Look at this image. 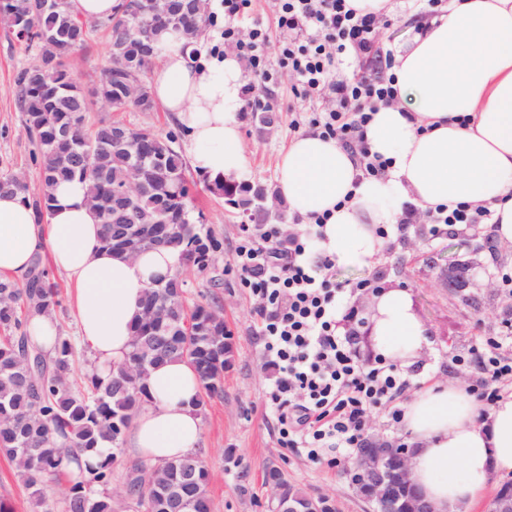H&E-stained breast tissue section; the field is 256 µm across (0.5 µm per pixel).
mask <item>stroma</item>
Wrapping results in <instances>:
<instances>
[{"instance_id": "35a3bbf8", "label": "stroma", "mask_w": 512, "mask_h": 512, "mask_svg": "<svg viewBox=\"0 0 512 512\" xmlns=\"http://www.w3.org/2000/svg\"><path fill=\"white\" fill-rule=\"evenodd\" d=\"M108 51L106 34L99 29L86 49L70 58L69 65L85 89L93 88ZM38 55V49L27 48L0 22V170L25 174L32 183L37 180L38 168L33 161L34 146L16 105L14 83L18 71L34 63ZM292 85V79L283 72L277 83L265 87L267 101L279 106L273 125H264L256 112L242 118L247 157L242 180L270 192L276 185L278 158L295 134L293 120L297 113L316 109L315 104L297 98ZM101 119H116L160 134L178 128L175 117L159 108L115 113L98 103L88 120L94 123ZM186 177L196 208L222 242L215 265L223 278L221 286L214 288L209 275L186 271L188 297L194 302L217 303L234 350L232 366L224 375L223 395L210 399L201 414L203 433L197 454L212 475V512H270L269 474L273 471L288 485L309 494L331 495L334 512H370L369 505L351 488L345 465L315 463L306 454L281 447L275 423L265 413L270 373L263 365L256 334L258 301L241 286L234 264L239 227L247 223L248 216L225 203L223 196L212 193L208 180L194 170H187ZM453 259L471 265L468 287L451 290L444 285L445 263ZM379 266L386 271L387 288L407 293L429 341L419 361L421 371L413 377L418 388L475 382L479 369H459L452 366L451 358L502 331L501 320L512 311V297L498 288L495 271L512 270V249L499 248L493 260L484 239H436L421 223L406 239L388 238ZM0 502L11 512H41L14 464L2 455Z\"/></svg>"}]
</instances>
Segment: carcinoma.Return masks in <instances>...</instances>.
I'll list each match as a JSON object with an SVG mask.
<instances>
[{"instance_id": "carcinoma-1", "label": "carcinoma", "mask_w": 512, "mask_h": 512, "mask_svg": "<svg viewBox=\"0 0 512 512\" xmlns=\"http://www.w3.org/2000/svg\"><path fill=\"white\" fill-rule=\"evenodd\" d=\"M38 0H5L0 21L17 39L34 27L40 37L33 41L40 61L22 69L16 79L15 99L24 116V128L33 139L39 158L38 185L32 190L0 173V191L23 195L25 203L41 220L49 211L45 188L58 179L79 177L88 182V201L102 226L105 247L122 252L116 240L112 215V190L124 187L130 168L138 161L161 175L135 202V210L158 216L166 224H191L194 233L180 243L186 262L199 273L214 268L221 242L203 231L202 213L195 212L183 154L170 133L154 135L125 151L112 149V123L85 126V114L93 102L85 95L78 75L67 65L74 54L69 46L84 48L91 30L73 27L76 19L60 0L54 9H36ZM108 30L109 55L101 68L95 97L112 99L117 84L112 81V59L121 53L139 64L146 76L150 63H140L137 46L128 39L135 25L130 4L104 22ZM68 128V139L58 132ZM212 189L225 191V202L245 208L255 188L214 180ZM61 306L56 285L36 255L22 282L0 279V453L14 463L18 475L32 488L43 512H51L49 484L66 475L65 512H113L107 486L117 462L118 445L135 415L147 402L146 377L140 369H151L165 360L191 364L201 385L195 406L224 391V322L208 303H194L183 295L167 303L163 328L140 316L131 350L107 379L86 375L73 378L75 346L70 337L57 336L51 355L33 343L26 331L33 311L54 312ZM40 368L29 369L34 360ZM211 474L202 460L187 455L164 466L133 464L127 468L126 498L141 512L144 498L153 500L152 512H166L165 500L178 491L191 499L190 512H210L208 487Z\"/></svg>"}]
</instances>
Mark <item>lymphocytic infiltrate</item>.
<instances>
[{
    "label": "lymphocytic infiltrate",
    "instance_id": "1",
    "mask_svg": "<svg viewBox=\"0 0 512 512\" xmlns=\"http://www.w3.org/2000/svg\"><path fill=\"white\" fill-rule=\"evenodd\" d=\"M221 2L224 44L248 60L254 75L243 87L245 108L256 106L261 85L288 73L300 94L328 102L308 117V125L355 156L365 175L384 177L390 162L370 151L365 128L379 106L398 96L382 72L383 62L391 58L379 40L385 16L358 14L347 0H276L281 39L273 63L265 51L267 29L257 23L244 33L237 24L252 0ZM351 51L366 61V68L353 78H337L338 65ZM420 217L457 237L477 234L491 209L464 202L421 215L410 205L401 224L409 226ZM323 223L318 216L313 223L286 228L241 225L235 267L242 285L259 301L258 336L273 380L267 409L279 427L281 445L304 450L311 461L336 465L367 439L372 411H385L390 422H401L402 398L414 382L383 356L359 355L361 320L352 299L367 290L380 292L382 275L374 271L354 281L337 280L335 256L320 247ZM453 362L480 368V381L467 390L483 406L512 394V354L502 343H482Z\"/></svg>",
    "mask_w": 512,
    "mask_h": 512
}]
</instances>
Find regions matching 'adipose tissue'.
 Returning <instances> with one entry per match:
<instances>
[{"instance_id": "ef3b65f1", "label": "adipose tissue", "mask_w": 512, "mask_h": 512, "mask_svg": "<svg viewBox=\"0 0 512 512\" xmlns=\"http://www.w3.org/2000/svg\"><path fill=\"white\" fill-rule=\"evenodd\" d=\"M393 54L396 103L380 107L365 129L372 152L391 162L368 177L336 141L296 134L277 163V191L289 216L326 215L321 247L364 266L380 261L386 242L376 225H394L406 201L427 210L470 202L490 205L492 231L512 244V0H447ZM202 38L159 34L150 94L173 113L188 138L191 167L208 178L237 180L245 166L238 118L243 67L234 54L203 52ZM84 180L48 189L50 211L37 221L20 195L0 192V276L24 279L35 254L49 251L72 287L79 336L91 372L105 376L125 361L145 291L180 267L171 248L136 260L106 250ZM380 353L411 366L427 343L404 291L375 301ZM148 403L136 414L132 451L152 466L195 453L202 419L192 366L168 360L150 369ZM403 425L414 454L413 482L435 512H459L512 474V395L482 408L465 387L431 386L405 404Z\"/></svg>"}]
</instances>
